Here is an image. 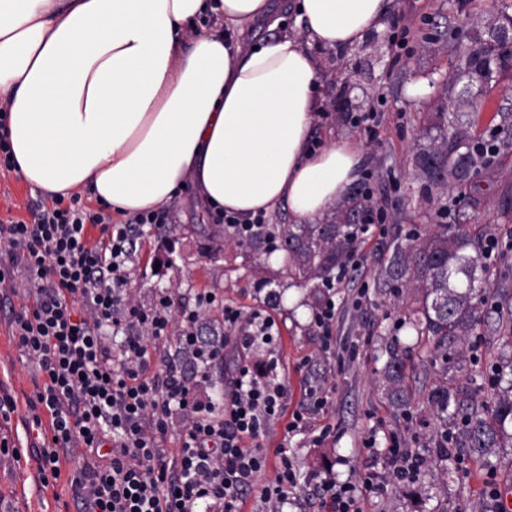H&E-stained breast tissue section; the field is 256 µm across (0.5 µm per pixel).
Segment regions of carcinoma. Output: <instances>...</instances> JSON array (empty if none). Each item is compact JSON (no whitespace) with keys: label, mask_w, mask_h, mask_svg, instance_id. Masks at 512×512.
I'll use <instances>...</instances> for the list:
<instances>
[{"label":"carcinoma","mask_w":512,"mask_h":512,"mask_svg":"<svg viewBox=\"0 0 512 512\" xmlns=\"http://www.w3.org/2000/svg\"><path fill=\"white\" fill-rule=\"evenodd\" d=\"M509 25V16L502 14L490 19L488 37L480 35L467 45H455L461 61V74L469 83L458 92L457 103L468 104L470 83H489L503 72L512 71V43L503 39L500 29ZM463 140L446 145H433L419 154L418 163L425 178L445 187L452 180L453 188L464 192L472 183V172L487 167L499 152L496 143L478 142L461 151ZM371 204L359 189L348 191L336 211L321 224H265L249 243L262 252L279 242L284 267L292 283L302 287H319L349 271L352 254L362 235L368 230L366 218ZM471 240L460 227L445 224L433 234L396 246L387 265L380 271L382 283L393 288L406 283L420 295L418 308L412 311L413 328L418 339L430 343L429 362L448 361L463 364V350L457 347L461 337L468 335L479 322L472 303L476 289L486 282L487 265L479 252L471 253ZM409 350L395 347L390 351L384 377L391 397L398 406L405 405L403 381ZM504 373L492 375L495 392L490 402L451 400L448 387L438 385L430 394L431 405L444 413L455 403L452 416L459 425L460 435L454 445L475 457L482 458L495 448L512 447V381L502 385Z\"/></svg>","instance_id":"1"}]
</instances>
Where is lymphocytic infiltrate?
Instances as JSON below:
<instances>
[{
	"mask_svg": "<svg viewBox=\"0 0 512 512\" xmlns=\"http://www.w3.org/2000/svg\"><path fill=\"white\" fill-rule=\"evenodd\" d=\"M137 213L124 223L88 208L80 195L37 205L31 220L0 224V248L19 260L34 306L12 313L17 344L39 368L42 385L28 405L49 418L37 460L42 479L58 480L62 462L81 452L71 474L75 512H244L257 495L261 512H284L299 482L285 446L275 450L273 480L256 440L277 423L304 429L302 411H289L288 388L268 356L273 319L201 295L173 314L168 294L151 307L131 300L128 264L141 227L161 223ZM99 237H91V229ZM219 308L227 336L210 341L197 322ZM176 353L152 364L148 347L168 335ZM219 379L214 398L199 384ZM190 422L175 448L162 442L176 417ZM327 512H361L360 502L382 487L316 482Z\"/></svg>",
	"mask_w": 512,
	"mask_h": 512,
	"instance_id": "lymphocytic-infiltrate-1",
	"label": "lymphocytic infiltrate"
}]
</instances>
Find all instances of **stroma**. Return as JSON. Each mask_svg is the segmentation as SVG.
I'll use <instances>...</instances> for the list:
<instances>
[{
	"label": "stroma",
	"mask_w": 512,
	"mask_h": 512,
	"mask_svg": "<svg viewBox=\"0 0 512 512\" xmlns=\"http://www.w3.org/2000/svg\"><path fill=\"white\" fill-rule=\"evenodd\" d=\"M512 14V0H392L384 30L367 33L360 44L342 54L323 50L324 103L314 128L316 143L326 138L355 140L364 147L357 180L371 202L372 221L353 260L354 271L337 283L336 319L330 350H323L313 323L307 289L280 283L276 290L258 287L257 262L272 263V254L256 257L247 247L204 252L200 225L210 218L201 211L193 189H185L167 209L164 224L144 226L136 242V260L128 282L132 298L152 305L159 292L175 307L194 305L199 293L249 313L274 317L280 327L275 355L288 386V408L299 409L309 382H322L328 411L310 416L301 432L286 433L275 425L261 447L286 443L301 475H318L350 484L366 473L385 481L384 493L366 497L363 512H492L490 489L512 479V447L484 459L436 448L452 421L434 415L431 390L445 384L457 397L489 399L486 376L512 362L505 345L498 289L512 291V143L475 178L469 195L454 188L430 186L416 156L431 144L422 126L426 117L455 112L451 90L458 61L454 38L468 40L483 33L498 8ZM473 109L462 119L466 141H487L512 135V72L497 82L471 88ZM361 123H354V116ZM41 201L13 172H0V220L29 219ZM439 224H464L476 242L495 234L499 241L488 265L489 289L481 307V323L465 340L464 371L427 363V344L416 341L407 324L414 304L408 288L382 286L379 270L392 245L425 235ZM21 281L20 265L0 266V396L14 399L10 420L0 419V438L19 448V456L0 454V512H74L68 476L82 461L66 463L55 485L43 487L32 448L38 439L30 429L27 400L43 376L17 346L12 311L25 303L13 294ZM411 346V367L404 385L409 409L393 405L383 367L392 340ZM327 430L323 442L314 432ZM412 448L427 464L416 483L389 481L383 449Z\"/></svg>",
	"instance_id": "obj_1"
}]
</instances>
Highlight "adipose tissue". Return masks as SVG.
I'll list each match as a JSON object with an SVG mask.
<instances>
[{
  "instance_id": "adipose-tissue-1",
  "label": "adipose tissue",
  "mask_w": 512,
  "mask_h": 512,
  "mask_svg": "<svg viewBox=\"0 0 512 512\" xmlns=\"http://www.w3.org/2000/svg\"><path fill=\"white\" fill-rule=\"evenodd\" d=\"M387 0H0V100L22 179L113 212L323 218L360 175V144L313 149L318 50L384 29ZM296 28L284 27L285 14ZM264 25L269 36L254 42Z\"/></svg>"
}]
</instances>
